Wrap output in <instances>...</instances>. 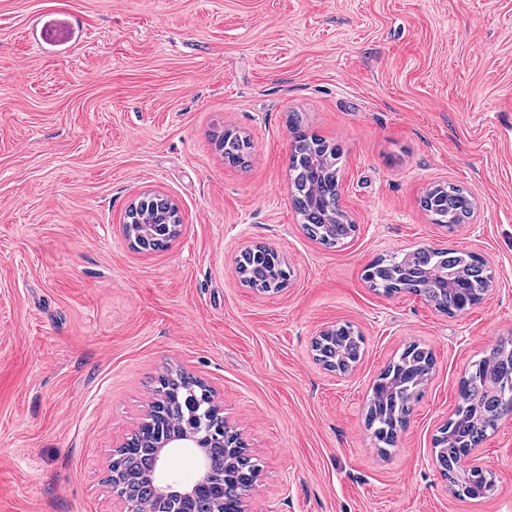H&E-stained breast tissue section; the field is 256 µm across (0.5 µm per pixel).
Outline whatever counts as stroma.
<instances>
[{
  "label": "stroma",
  "instance_id": "35a3bbf8",
  "mask_svg": "<svg viewBox=\"0 0 512 512\" xmlns=\"http://www.w3.org/2000/svg\"><path fill=\"white\" fill-rule=\"evenodd\" d=\"M43 14L82 38L38 50ZM295 113L344 150L357 231L336 248L292 205ZM448 182L476 201L452 232L421 206ZM157 192L181 233L133 249L125 214ZM258 244L295 272L279 292L236 270ZM418 247L475 252L496 280L454 316L369 287L367 265ZM339 323L364 338L343 374L312 348ZM510 338L512 0H0V512H112V451L179 368L260 465L248 512H512V421L474 449L487 497L434 461L461 378ZM412 343L434 369L386 449L370 389ZM221 147L224 150V160L236 165L242 163L248 143L236 135L227 134L221 141Z\"/></svg>",
  "mask_w": 512,
  "mask_h": 512
}]
</instances>
